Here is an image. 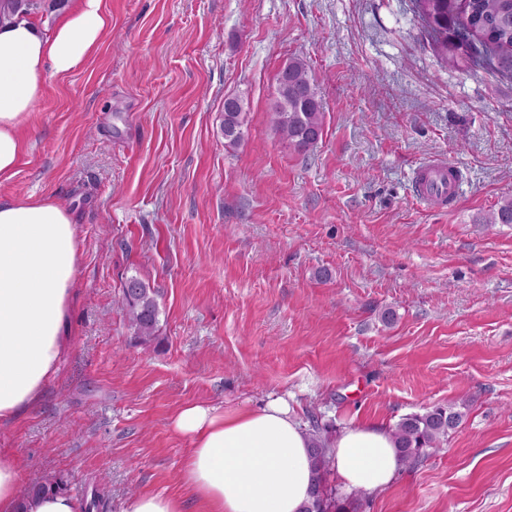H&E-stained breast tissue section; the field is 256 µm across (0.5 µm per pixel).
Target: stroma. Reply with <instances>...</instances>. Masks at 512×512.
Masks as SVG:
<instances>
[{
	"label": "stroma",
	"instance_id": "1",
	"mask_svg": "<svg viewBox=\"0 0 512 512\" xmlns=\"http://www.w3.org/2000/svg\"><path fill=\"white\" fill-rule=\"evenodd\" d=\"M112 28L48 80L0 202L49 194L81 230V297L58 375L0 427L21 486L61 476L99 512L184 497L190 405L288 400L335 430L461 410L439 451L359 512H512V80L443 67L410 0H105ZM306 61L317 145L269 123L276 75ZM248 132L224 145V99ZM465 182L427 210L412 176ZM155 292L156 339L121 309ZM395 320L381 321L384 311ZM413 181L417 189L420 199L431 208H442L448 205L452 199L448 198L445 203V196H452L453 199L458 197L462 189V176L459 167L448 161L443 156L429 159L414 173ZM432 181L439 185L442 183L441 190L444 192L443 182L447 181L448 193L440 196L430 192L429 185ZM122 304L133 336L142 345L156 338L159 306L150 288L138 278L127 279L122 290Z\"/></svg>",
	"mask_w": 512,
	"mask_h": 512
}]
</instances>
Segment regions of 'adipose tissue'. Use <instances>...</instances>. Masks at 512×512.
<instances>
[{
    "instance_id": "1",
    "label": "adipose tissue",
    "mask_w": 512,
    "mask_h": 512,
    "mask_svg": "<svg viewBox=\"0 0 512 512\" xmlns=\"http://www.w3.org/2000/svg\"><path fill=\"white\" fill-rule=\"evenodd\" d=\"M108 24L104 0H70L52 26L17 18L0 27V181L16 173L47 79L79 69ZM78 260L73 214L53 197L0 202V422L17 421L59 371L74 335ZM175 427L192 439L182 478L202 512H300L308 500L309 441L286 401L187 406ZM332 468L343 490L385 489L400 469L392 428L343 429Z\"/></svg>"
}]
</instances>
